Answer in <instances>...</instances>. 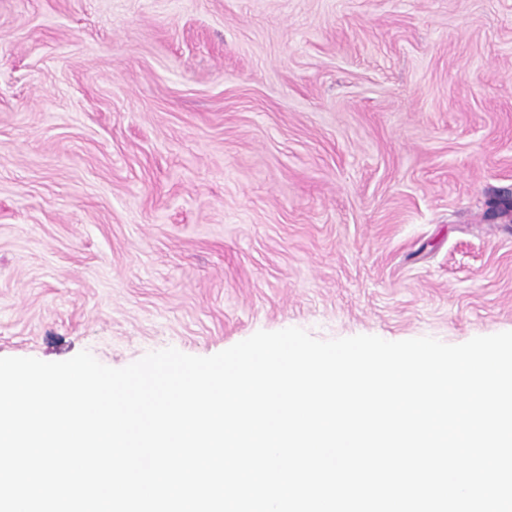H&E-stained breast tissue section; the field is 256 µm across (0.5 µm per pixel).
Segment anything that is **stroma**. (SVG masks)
I'll list each match as a JSON object with an SVG mask.
<instances>
[{"mask_svg": "<svg viewBox=\"0 0 512 512\" xmlns=\"http://www.w3.org/2000/svg\"><path fill=\"white\" fill-rule=\"evenodd\" d=\"M512 0H0V357L512 331Z\"/></svg>", "mask_w": 512, "mask_h": 512, "instance_id": "1", "label": "stroma"}]
</instances>
